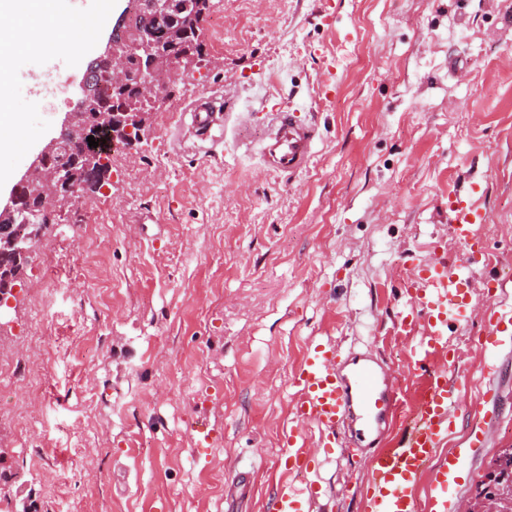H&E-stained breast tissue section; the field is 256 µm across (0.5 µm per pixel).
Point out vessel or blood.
<instances>
[{
	"label": "vessel or blood",
	"mask_w": 512,
	"mask_h": 512,
	"mask_svg": "<svg viewBox=\"0 0 512 512\" xmlns=\"http://www.w3.org/2000/svg\"><path fill=\"white\" fill-rule=\"evenodd\" d=\"M70 21L73 27L89 28L93 17L106 11L110 0H77ZM8 85L26 95L46 101L66 98L71 81L62 58H37L28 68L8 71ZM189 110L194 130L209 132L218 123L219 108L207 97L194 99ZM317 129L295 111L276 113L261 151L276 171H302L314 155ZM479 185L448 202V224L452 239L466 252L460 264L447 256L431 255L415 266L407 283L410 311L401 327H420L421 338L415 356L447 355L448 326L468 320L473 309L474 267L478 262L476 228L487 223L488 213L476 197ZM512 334V312L500 314L488 327L480 345L484 369L491 382L503 376L499 349L502 339ZM297 392L291 410L298 424L288 435L282 458L285 473L313 472L321 456L336 452V434L350 427L360 447L369 449L365 493L361 512H458L459 487L467 449L451 453L435 463L453 428L458 396L446 368H437L424 381L407 423L395 447H387L385 434L401 411L399 386L394 371L369 354L341 356L331 339L310 341L294 376ZM312 426L319 433L318 453H310L302 428ZM429 479L427 510H420L418 489ZM324 495L317 481L302 488L283 484L268 512H319Z\"/></svg>",
	"instance_id": "1"
}]
</instances>
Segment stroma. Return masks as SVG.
Segmentation results:
<instances>
[{
    "instance_id": "35a3bbf8",
    "label": "stroma",
    "mask_w": 512,
    "mask_h": 512,
    "mask_svg": "<svg viewBox=\"0 0 512 512\" xmlns=\"http://www.w3.org/2000/svg\"><path fill=\"white\" fill-rule=\"evenodd\" d=\"M209 62L177 76L168 121L111 153V185L65 209L0 311V362L31 357L32 380L0 372L10 512H264L283 478L293 378L311 338L409 364L400 291L429 249L463 260L448 198L482 188L489 221L472 319L452 327L459 416L440 458L489 411L479 342L512 308V0H211ZM224 100L204 135L187 110ZM291 107L320 137L288 176L259 155ZM35 111L19 179L61 126ZM218 441L193 451V422ZM319 470L327 512H360L366 455ZM512 448L501 415L464 477L469 500Z\"/></svg>"
}]
</instances>
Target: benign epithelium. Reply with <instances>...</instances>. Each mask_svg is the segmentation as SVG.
<instances>
[{"label": "benign epithelium", "mask_w": 512, "mask_h": 512, "mask_svg": "<svg viewBox=\"0 0 512 512\" xmlns=\"http://www.w3.org/2000/svg\"><path fill=\"white\" fill-rule=\"evenodd\" d=\"M127 5L112 25L102 50L86 66L71 111L65 113L58 136L51 138L34 157L27 171L13 186L9 201L0 206V259L15 263L30 260L45 225L53 223L57 213L76 205L86 183L99 179V166H109V151L89 146L87 137L100 141L107 137L114 147L137 142L134 128L146 127L148 113L136 112L124 118L114 112H99L90 118L87 112L90 87L99 78L98 65H109L112 89L120 91L136 81V106L153 107L165 101V92L175 68L182 60L166 53L158 45L151 21L161 15L172 18L173 0H126ZM83 165V180L74 178V168ZM512 459V448H503L488 467L487 479L498 478L501 485L491 493L478 492L469 499L463 512H512V477L504 469Z\"/></svg>", "instance_id": "obj_1"}]
</instances>
